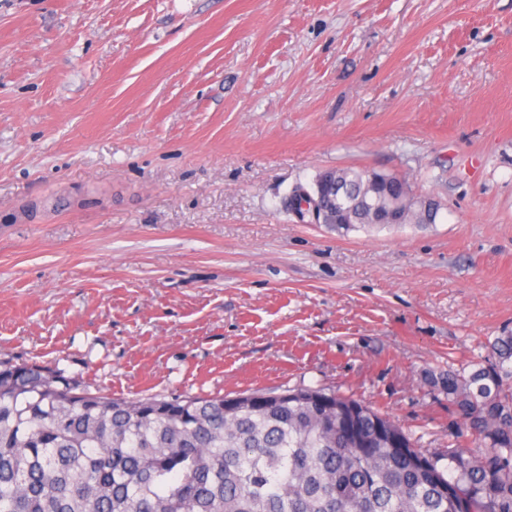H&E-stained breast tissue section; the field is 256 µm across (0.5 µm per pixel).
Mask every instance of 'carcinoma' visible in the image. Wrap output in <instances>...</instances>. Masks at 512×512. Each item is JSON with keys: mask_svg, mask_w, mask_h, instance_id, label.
<instances>
[{"mask_svg": "<svg viewBox=\"0 0 512 512\" xmlns=\"http://www.w3.org/2000/svg\"><path fill=\"white\" fill-rule=\"evenodd\" d=\"M339 204L384 195L344 168ZM439 210L409 206L406 222ZM439 379L477 440L442 456L326 388L112 398L57 367L0 361V512H512V333Z\"/></svg>", "mask_w": 512, "mask_h": 512, "instance_id": "carcinoma-1", "label": "carcinoma"}]
</instances>
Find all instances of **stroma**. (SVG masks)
<instances>
[{
  "label": "stroma",
  "mask_w": 512,
  "mask_h": 512,
  "mask_svg": "<svg viewBox=\"0 0 512 512\" xmlns=\"http://www.w3.org/2000/svg\"><path fill=\"white\" fill-rule=\"evenodd\" d=\"M354 167L436 223L288 208ZM512 331V0H0V358L115 397L327 387L470 448L426 379Z\"/></svg>",
  "instance_id": "stroma-1"
}]
</instances>
